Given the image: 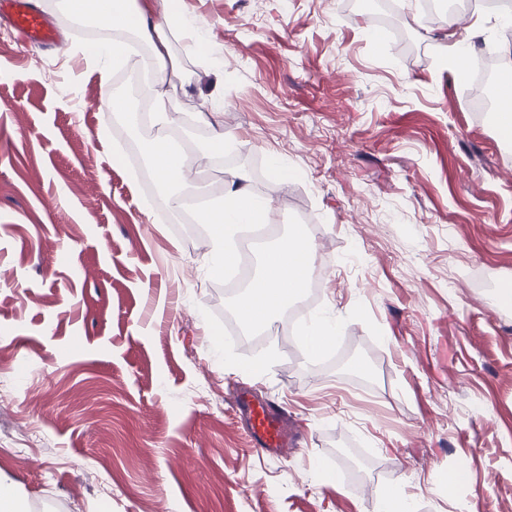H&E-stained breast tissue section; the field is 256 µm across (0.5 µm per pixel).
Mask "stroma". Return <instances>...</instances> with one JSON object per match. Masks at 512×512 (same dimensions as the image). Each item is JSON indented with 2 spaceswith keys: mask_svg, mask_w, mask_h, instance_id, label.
<instances>
[{
  "mask_svg": "<svg viewBox=\"0 0 512 512\" xmlns=\"http://www.w3.org/2000/svg\"><path fill=\"white\" fill-rule=\"evenodd\" d=\"M34 2L64 51L0 13V476L30 512H375L388 489L411 512H512V144L466 106L420 0L381 40L378 0H174L205 43L170 38L185 140L214 110L238 140L190 154L183 193L221 201L242 171L281 232L304 227L330 273V369L283 316L260 360L237 346L238 291L161 219L86 34ZM465 22L471 56L506 40L500 14ZM460 270L490 287H449ZM244 391L283 405L295 454L257 448L231 412Z\"/></svg>",
  "mask_w": 512,
  "mask_h": 512,
  "instance_id": "obj_1",
  "label": "stroma"
}]
</instances>
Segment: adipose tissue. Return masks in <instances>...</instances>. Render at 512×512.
I'll list each match as a JSON object with an SVG mask.
<instances>
[{"label":"adipose tissue","mask_w":512,"mask_h":512,"mask_svg":"<svg viewBox=\"0 0 512 512\" xmlns=\"http://www.w3.org/2000/svg\"><path fill=\"white\" fill-rule=\"evenodd\" d=\"M64 6L71 14L99 25L118 27L128 15H135L136 40L151 47L156 64L155 79L160 87L167 79L169 33L175 31L193 41L200 38L194 21L178 13H166L163 22H155L146 0H65ZM150 164L171 206L180 208L182 199L174 185L186 165L185 156L170 152L165 138L159 137L152 144ZM268 214L267 201L256 195L243 177L234 174L225 180L223 206L200 210L198 215L199 223L209 227L213 273L223 272L236 260L232 240L235 226L254 223ZM314 260L310 241L297 229L268 249L259 260L253 280L238 298L237 312L249 315L245 327L265 329L285 311L303 291Z\"/></svg>","instance_id":"obj_1"}]
</instances>
